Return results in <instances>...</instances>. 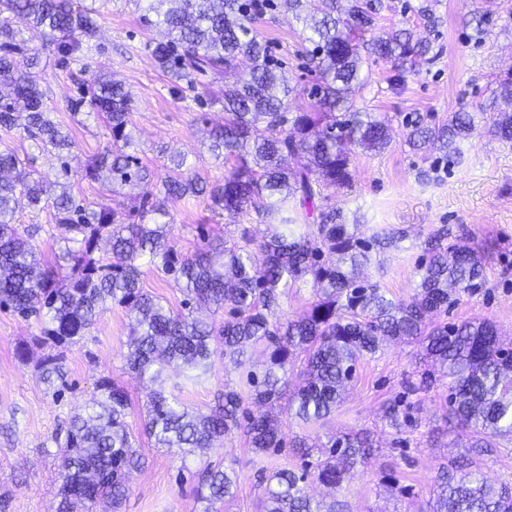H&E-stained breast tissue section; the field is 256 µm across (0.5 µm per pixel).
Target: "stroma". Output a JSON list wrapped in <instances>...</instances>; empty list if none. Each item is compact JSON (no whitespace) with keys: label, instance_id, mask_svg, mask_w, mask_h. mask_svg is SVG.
Returning a JSON list of instances; mask_svg holds the SVG:
<instances>
[{"label":"stroma","instance_id":"stroma-1","mask_svg":"<svg viewBox=\"0 0 512 512\" xmlns=\"http://www.w3.org/2000/svg\"><path fill=\"white\" fill-rule=\"evenodd\" d=\"M373 31L411 28L427 36L433 48L414 73L398 76L390 64L371 62L368 82L356 99L357 107L392 119L393 140L381 152H356L345 190H326L325 205L340 209L348 223L362 232L381 227L399 228L406 237L399 247L374 254L367 275L388 297L413 294L416 269L425 256L424 242L439 229L450 236L467 235L489 259L485 285L462 297L442 323L487 319L512 340V143L501 142L485 129L460 143V155L443 159L435 150L414 151L405 142L406 126L446 123L455 112H476L492 97L494 78L512 69V0H382ZM492 9L488 33L482 42L471 37L469 19ZM99 32L86 52L90 66L105 64L134 95L132 114L139 156L145 165L161 168L157 150L166 146L184 152L194 170L211 182L223 181L230 164H215L207 146L210 129L224 121L223 82H214L203 101L189 91H177L156 66L146 42L158 39L155 29H144L133 0H107L98 18ZM260 39L283 59L298 88H310L315 74L302 55V26L287 8L264 14L256 23ZM40 84L55 118L69 127L77 146L70 165L73 190L87 203H108L110 196L98 184L81 179L86 159L108 140L104 122H74L63 106L77 93L76 68L50 58L44 60ZM429 178H422V171ZM172 242L178 251L193 254L209 244L236 238L242 227L256 237L270 235L272 226L254 213L237 218L216 217L205 200L171 205ZM130 317L125 309L105 304L90 335L79 342L55 347L40 333L36 320L25 321L0 310V499L6 512H54L58 481V451L73 415L96 398L99 380L121 385L129 399L127 421L139 429L149 384L126 368ZM26 348V360L17 351ZM61 352L67 386L62 394L48 391L37 365L49 353ZM421 367L416 349L390 344L376 357L362 360L336 411L323 426L312 428L293 419L283 421L287 437L330 436L349 431L373 433L378 446L338 489L312 483L320 500L337 501L342 512H424L436 476L455 460L471 455L475 469L489 484L512 483V441L499 442L480 455L471 454L469 439L446 422V381H436L426 392L412 396L410 418L392 426L388 403L401 395ZM245 390L242 373L216 363L212 375L183 386L180 398L190 410L205 412L225 388ZM144 468L130 477V492L120 512H203L195 492L197 473L208 464L234 470L235 497L224 512H261L265 474L301 464L292 448L276 455L252 453L245 436L235 432L214 447L182 456L140 438Z\"/></svg>","mask_w":512,"mask_h":512}]
</instances>
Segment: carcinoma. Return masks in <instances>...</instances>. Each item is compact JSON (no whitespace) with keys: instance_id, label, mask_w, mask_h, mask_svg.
<instances>
[{"instance_id":"carcinoma-1","label":"carcinoma","mask_w":512,"mask_h":512,"mask_svg":"<svg viewBox=\"0 0 512 512\" xmlns=\"http://www.w3.org/2000/svg\"><path fill=\"white\" fill-rule=\"evenodd\" d=\"M303 23L310 67L317 82L308 90L309 109L290 111L297 94L285 61L258 39L255 24L275 0H136L146 29L161 28L162 41L146 48L175 86L202 99L209 79L224 77V124L211 133L208 152L217 163L233 162L224 182L209 185L187 167L181 153L167 156L159 175L138 157L131 127L135 99L125 83L99 65L78 94L66 101L75 116L96 115L110 132L107 145L91 155L81 178L115 195L125 187L130 204L95 208L76 200L68 157L75 147L69 130L54 120L40 88L43 52L51 51L86 72L83 45L98 32L94 6L74 0H0V309L27 319L38 317L41 334L56 345L84 338L111 300L127 310L131 336L126 365L155 383L168 368H182L195 384L212 372L215 359L240 368L248 348L262 344L268 357L259 371L248 370V397L224 389V401L208 415L188 410L180 398L150 390L144 432L163 448L187 456L208 448L243 427L256 454L283 445L282 422L261 408L288 398V416L304 425L327 419L354 379L361 359L374 356L383 342L419 347L425 369L409 394L428 390L436 375L448 378V418L470 433L480 452L496 439L512 441V346L489 320L436 324L432 317L452 311L464 295L485 281V257L465 239L446 244L440 229L418 266L414 294L407 300L386 296L364 276L371 251L397 244L403 232L383 228L365 237L346 224L336 209L313 214V201L328 188L351 184V154L381 151L391 142L389 119L356 107L364 56H374L398 73L412 72L431 51L430 41L395 30L369 40L365 32L382 8L379 0H285ZM38 39L40 46L29 43ZM494 112L485 128L512 142V73L496 81ZM475 130L474 115L456 112L441 125H407L406 142L419 150L437 146L455 157L458 144ZM27 135L39 152L60 162L64 181L44 182L33 159L8 144L13 132ZM208 201L215 215L253 211L285 227L262 239L241 228L237 239L187 256L171 242L168 205L190 198ZM25 199L36 213L52 209L51 219L65 247L50 265L33 245L37 224L15 223L16 205ZM108 239L118 258L99 254ZM173 276L189 301L175 310L141 285L143 268ZM315 299L299 319L271 320V309L303 278ZM229 308L231 318L202 321L190 301ZM299 382L290 383L295 368ZM48 387L63 380V357L48 354L40 363ZM100 400L75 415L60 448L62 483L56 512H82L98 502L118 510L129 492V474L143 464L138 439L126 421V392L109 379L98 384ZM250 399L256 407L245 406ZM294 447L304 462L298 472L278 469L265 488L264 512H336L309 494L311 480L334 488L370 454L365 432ZM236 477L210 465L198 476L197 499L204 512L234 496ZM428 512H512V487L495 488L459 460L436 479Z\"/></svg>"}]
</instances>
